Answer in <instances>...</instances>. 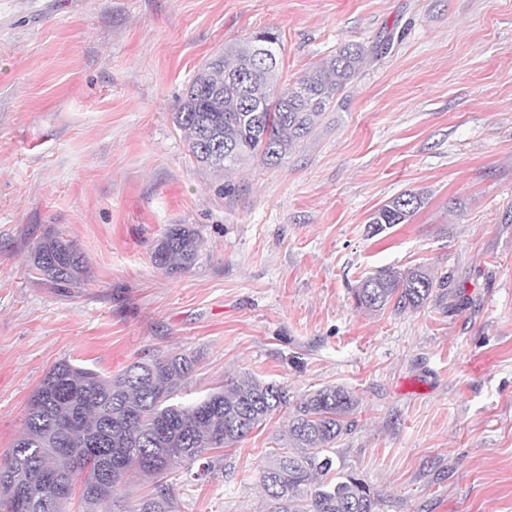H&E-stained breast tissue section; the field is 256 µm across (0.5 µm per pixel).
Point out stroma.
Listing matches in <instances>:
<instances>
[{
	"mask_svg": "<svg viewBox=\"0 0 512 512\" xmlns=\"http://www.w3.org/2000/svg\"><path fill=\"white\" fill-rule=\"evenodd\" d=\"M263 27L295 79L340 45H380L282 164L200 170L174 122L199 66ZM424 192L407 224L368 218ZM173 224L201 249L152 252ZM89 273L29 268L47 235ZM448 277L446 304L364 313L381 267ZM198 365L188 403L242 373L359 399L336 468L379 512H512V0H0V456L61 360L117 376L153 354ZM274 416L177 512H263ZM201 247L197 230L190 224H173L157 241L152 261L165 271L189 270ZM32 270L36 277L56 287L84 281L87 266L76 245L57 236L45 237L33 251Z\"/></svg>",
	"mask_w": 512,
	"mask_h": 512,
	"instance_id": "1",
	"label": "stroma"
}]
</instances>
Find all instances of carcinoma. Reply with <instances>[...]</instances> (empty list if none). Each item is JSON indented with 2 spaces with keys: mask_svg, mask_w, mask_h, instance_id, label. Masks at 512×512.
<instances>
[{
  "mask_svg": "<svg viewBox=\"0 0 512 512\" xmlns=\"http://www.w3.org/2000/svg\"><path fill=\"white\" fill-rule=\"evenodd\" d=\"M282 50L280 35L263 29L198 69L175 123L199 167L228 177L249 160L279 166L336 105L369 54L363 44H345L281 88ZM425 200L412 191L392 198L369 216V232L409 223ZM200 247L193 225L173 224L152 261L167 272L187 271ZM32 270L56 287L87 274L76 245L57 236L36 246ZM447 287L448 277L427 266L385 267L361 280L353 298L368 312L403 313L444 301ZM195 363L189 353L172 352L135 361L114 379L67 360L55 364L29 400L21 436L0 457V512H66L77 484L85 512H107L114 488L137 475L153 478V487L126 512H175L169 476L213 474L219 458L209 451L235 445L280 413L287 430L260 469L264 512H377L369 485L333 472L331 450L353 428L352 391L326 386L293 399L287 387L245 373L179 402Z\"/></svg>",
  "mask_w": 512,
  "mask_h": 512,
  "instance_id": "carcinoma-1",
  "label": "carcinoma"
}]
</instances>
